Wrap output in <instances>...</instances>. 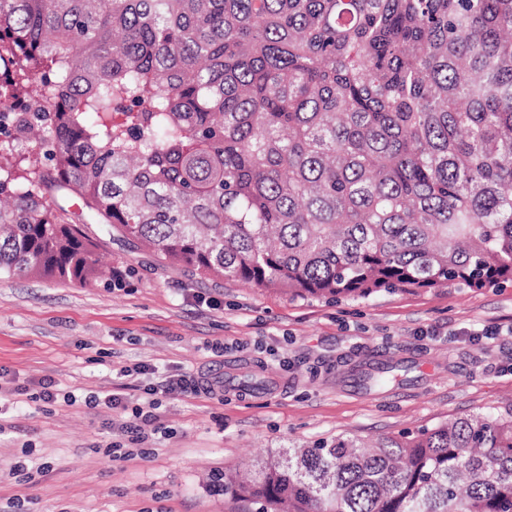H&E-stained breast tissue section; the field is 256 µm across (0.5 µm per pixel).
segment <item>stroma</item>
Segmentation results:
<instances>
[{"label": "stroma", "mask_w": 512, "mask_h": 512, "mask_svg": "<svg viewBox=\"0 0 512 512\" xmlns=\"http://www.w3.org/2000/svg\"><path fill=\"white\" fill-rule=\"evenodd\" d=\"M88 231L94 282L0 279V512H230L212 472L512 404V286L293 300ZM178 374L221 387L160 392ZM49 381L55 402L33 400Z\"/></svg>", "instance_id": "stroma-1"}]
</instances>
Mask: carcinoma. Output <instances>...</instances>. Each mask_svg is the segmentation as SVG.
Wrapping results in <instances>:
<instances>
[{
    "instance_id": "cac0c4a2",
    "label": "carcinoma",
    "mask_w": 512,
    "mask_h": 512,
    "mask_svg": "<svg viewBox=\"0 0 512 512\" xmlns=\"http://www.w3.org/2000/svg\"><path fill=\"white\" fill-rule=\"evenodd\" d=\"M6 127L0 277L89 283L106 224L291 298L512 283V0H0ZM214 480L242 512H512V405Z\"/></svg>"
}]
</instances>
